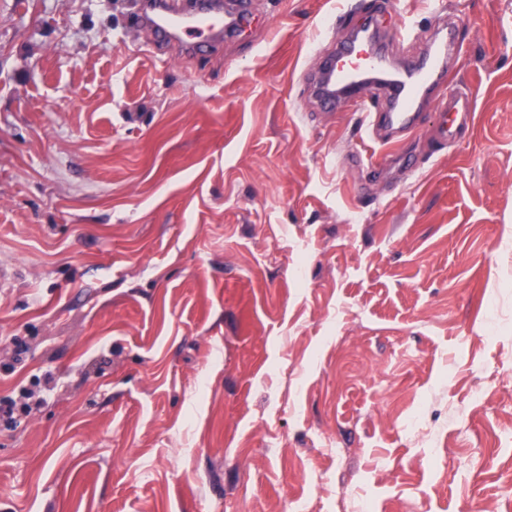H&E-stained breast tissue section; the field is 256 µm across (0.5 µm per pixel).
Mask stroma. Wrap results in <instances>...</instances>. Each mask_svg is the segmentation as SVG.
<instances>
[{"label":"stroma","instance_id":"stroma-1","mask_svg":"<svg viewBox=\"0 0 512 512\" xmlns=\"http://www.w3.org/2000/svg\"><path fill=\"white\" fill-rule=\"evenodd\" d=\"M440 11L460 143L317 109L315 53L371 21L406 64ZM154 44L131 0H0V400L42 398L0 512H512V0Z\"/></svg>","mask_w":512,"mask_h":512}]
</instances>
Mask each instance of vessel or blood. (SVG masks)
I'll return each mask as SVG.
<instances>
[{"label": "vessel or blood", "instance_id": "vessel-or-blood-1", "mask_svg": "<svg viewBox=\"0 0 512 512\" xmlns=\"http://www.w3.org/2000/svg\"><path fill=\"white\" fill-rule=\"evenodd\" d=\"M253 0H230L226 10L212 8L207 0H195L192 9H176L171 0H145L143 17L152 27L158 43L178 45L183 52L201 50L206 41L233 33L249 23ZM457 26L447 13L437 15L436 23L422 55L411 67L389 72V46L378 36L351 38L315 59L309 76L312 92L326 113H334L340 103L364 113L369 134L383 144L415 131L423 104L435 103L441 117L439 139L456 140L460 129L474 123L475 103L465 91L438 97L447 79L446 65L457 48ZM388 72L382 83V99H375L364 76Z\"/></svg>", "mask_w": 512, "mask_h": 512}]
</instances>
